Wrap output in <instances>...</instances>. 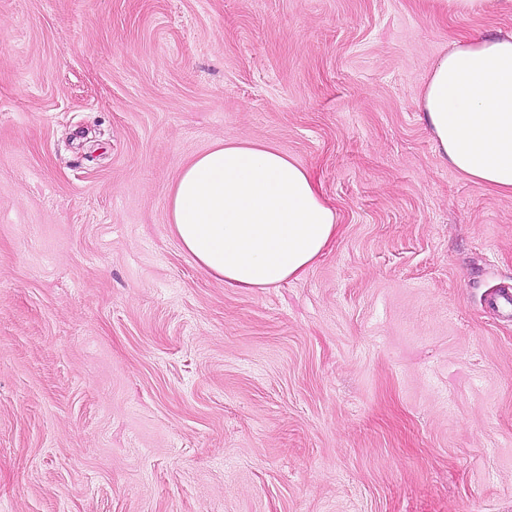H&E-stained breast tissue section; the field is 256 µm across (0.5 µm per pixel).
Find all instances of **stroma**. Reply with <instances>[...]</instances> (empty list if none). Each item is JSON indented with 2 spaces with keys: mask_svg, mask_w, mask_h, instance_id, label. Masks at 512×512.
<instances>
[{
  "mask_svg": "<svg viewBox=\"0 0 512 512\" xmlns=\"http://www.w3.org/2000/svg\"><path fill=\"white\" fill-rule=\"evenodd\" d=\"M425 0H0V512H512V197L418 102ZM259 141L335 241L242 291L168 222Z\"/></svg>",
  "mask_w": 512,
  "mask_h": 512,
  "instance_id": "stroma-1",
  "label": "stroma"
}]
</instances>
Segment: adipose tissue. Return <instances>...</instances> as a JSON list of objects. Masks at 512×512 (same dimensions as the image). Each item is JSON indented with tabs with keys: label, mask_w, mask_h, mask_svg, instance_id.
I'll list each match as a JSON object with an SVG mask.
<instances>
[{
	"label": "adipose tissue",
	"mask_w": 512,
	"mask_h": 512,
	"mask_svg": "<svg viewBox=\"0 0 512 512\" xmlns=\"http://www.w3.org/2000/svg\"><path fill=\"white\" fill-rule=\"evenodd\" d=\"M420 107L452 167L512 196V33L454 42L434 64ZM169 215L199 266L244 291L301 278L339 231L310 172L255 141L217 143L192 157L172 188Z\"/></svg>",
	"instance_id": "1"
}]
</instances>
